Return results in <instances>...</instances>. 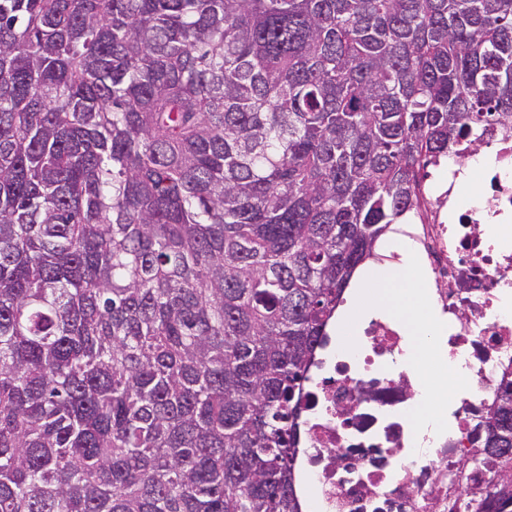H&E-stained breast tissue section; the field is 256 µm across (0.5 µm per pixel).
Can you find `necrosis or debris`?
<instances>
[{"instance_id": "necrosis-or-debris-1", "label": "necrosis or debris", "mask_w": 512, "mask_h": 512, "mask_svg": "<svg viewBox=\"0 0 512 512\" xmlns=\"http://www.w3.org/2000/svg\"><path fill=\"white\" fill-rule=\"evenodd\" d=\"M481 149L460 141L443 161L467 174L472 203L454 190L421 189L405 230L425 273V300L442 373L454 389L430 436L412 418L427 378L404 362L408 338L390 317L359 323L349 342L328 337L304 392L296 487L308 512H448L464 479L487 482L482 426L512 382V130L479 125Z\"/></svg>"}]
</instances>
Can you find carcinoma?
I'll return each instance as SVG.
<instances>
[{
    "mask_svg": "<svg viewBox=\"0 0 512 512\" xmlns=\"http://www.w3.org/2000/svg\"><path fill=\"white\" fill-rule=\"evenodd\" d=\"M491 121L512 0H0V512H304L327 328Z\"/></svg>",
    "mask_w": 512,
    "mask_h": 512,
    "instance_id": "1",
    "label": "carcinoma"
}]
</instances>
